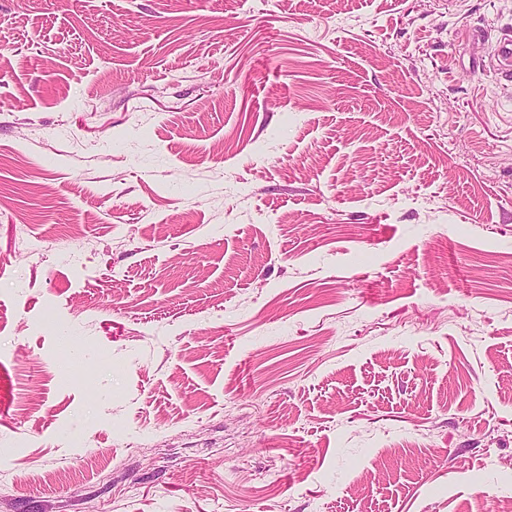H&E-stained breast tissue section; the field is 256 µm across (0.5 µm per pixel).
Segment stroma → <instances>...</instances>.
<instances>
[{
    "instance_id": "stroma-1",
    "label": "stroma",
    "mask_w": 512,
    "mask_h": 512,
    "mask_svg": "<svg viewBox=\"0 0 512 512\" xmlns=\"http://www.w3.org/2000/svg\"><path fill=\"white\" fill-rule=\"evenodd\" d=\"M512 0H0V512H502Z\"/></svg>"
}]
</instances>
